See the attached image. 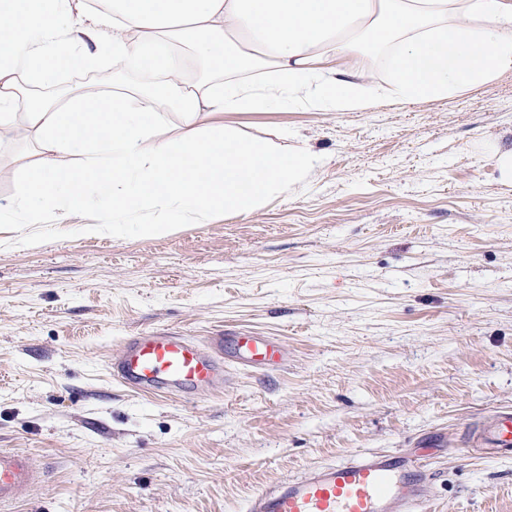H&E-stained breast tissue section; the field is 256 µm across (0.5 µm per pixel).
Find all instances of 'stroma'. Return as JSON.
I'll return each instance as SVG.
<instances>
[{"instance_id":"1","label":"stroma","mask_w":512,"mask_h":512,"mask_svg":"<svg viewBox=\"0 0 512 512\" xmlns=\"http://www.w3.org/2000/svg\"><path fill=\"white\" fill-rule=\"evenodd\" d=\"M228 122L321 158L295 191L205 224L0 223V448L41 472L7 512H246L368 453L429 455L432 512H512V455L474 428L512 408V72L364 112L286 104ZM25 159L0 142V204ZM251 331L280 365L146 395L126 337Z\"/></svg>"}]
</instances>
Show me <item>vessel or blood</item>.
Wrapping results in <instances>:
<instances>
[{
  "mask_svg": "<svg viewBox=\"0 0 512 512\" xmlns=\"http://www.w3.org/2000/svg\"><path fill=\"white\" fill-rule=\"evenodd\" d=\"M226 352L247 367H270L282 360L281 346L271 336L241 333L201 343L153 330L125 339L111 370L125 386L191 396L223 387ZM472 445L493 454H512V410L494 411L476 430ZM40 478L28 455L0 448V507L23 501ZM427 478L420 461L373 453L260 490L250 499L249 512H428Z\"/></svg>",
  "mask_w": 512,
  "mask_h": 512,
  "instance_id": "1",
  "label": "vessel or blood"
}]
</instances>
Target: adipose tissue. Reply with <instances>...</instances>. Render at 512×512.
Here are the masks:
<instances>
[{
  "instance_id": "1",
  "label": "adipose tissue",
  "mask_w": 512,
  "mask_h": 512,
  "mask_svg": "<svg viewBox=\"0 0 512 512\" xmlns=\"http://www.w3.org/2000/svg\"><path fill=\"white\" fill-rule=\"evenodd\" d=\"M377 50L388 84L354 82ZM202 58L218 84L193 78ZM115 65L152 74V94L73 91L17 105L21 83L47 87L78 69L106 86ZM508 71L512 0H0V138L38 154L0 222L67 224L93 210L119 232L147 210L160 226L247 214L295 189L319 159L212 115L283 101L358 112L385 97L462 93ZM166 102L178 107L172 130L160 120Z\"/></svg>"
}]
</instances>
